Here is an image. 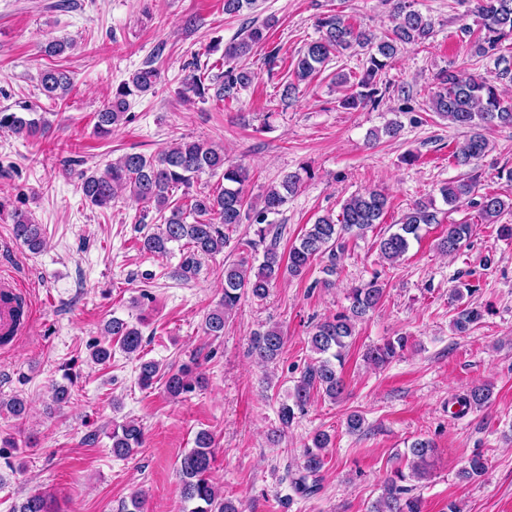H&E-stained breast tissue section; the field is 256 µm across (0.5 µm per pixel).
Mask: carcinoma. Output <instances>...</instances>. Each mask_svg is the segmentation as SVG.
Segmentation results:
<instances>
[{
    "label": "carcinoma",
    "instance_id": "carcinoma-1",
    "mask_svg": "<svg viewBox=\"0 0 512 512\" xmlns=\"http://www.w3.org/2000/svg\"><path fill=\"white\" fill-rule=\"evenodd\" d=\"M397 23L390 34L376 41L374 37L358 30L349 20L338 14L324 16L317 21L319 37L307 43L294 62V80L283 85L281 100L286 101L296 93L298 85L311 81L333 53L367 47L366 67L358 81L360 90L343 99V105L359 104L377 106L382 95L379 85L389 62L396 56L401 44L422 42L430 34L431 23L421 12L411 8L404 0H395ZM476 12L482 20L483 35L473 43L474 53L480 57L496 56L497 64L503 65L493 79L463 76L455 71H443L438 76V90L430 99V108L449 124L470 130V135L452 152L454 163L468 167L482 157L488 141L481 129L490 126H512V101L502 98L496 83L512 77V63L498 54L502 44L512 40V0H477ZM272 23L248 29L237 41L224 47V58L231 61L248 55L253 47L267 39V29ZM159 79V72L152 66L136 70L128 80L112 91L97 113L96 129L103 136L112 127L128 119L129 97L151 90ZM255 79L246 69H227L215 82L207 81L201 74L193 73L186 79L182 94L203 100L210 90L222 101L238 99L239 91L249 87ZM41 89L51 100H63L72 90V79L65 70L49 69L40 77ZM49 127L43 112H15L0 109V129L15 134L35 136ZM223 172L224 184L216 192L199 191L188 196V203L174 201L173 194L180 188H188L201 174ZM248 179L247 170L224 158V148L207 141H181L156 156L128 153L110 162L102 170L81 173L80 190L91 206L109 208L112 202L127 192L136 200L156 209L160 224L156 230L144 233L138 239L140 250L156 256H165L176 244L186 252L180 265V275L194 274L198 270V258L216 255L224 251L226 231L243 223L254 213L259 242L265 244L262 261L258 267L249 266L242 259L224 268V293L218 305L205 319V333L218 337L224 334L225 317L237 307L245 295L265 298L281 278L300 277L312 261L327 257L330 265L326 273H336V259L346 248L350 238L361 237L380 223L388 206L387 196L377 190L356 194L341 207L338 218L330 215L318 217L305 229L289 252L288 257L278 251L279 231H271L264 224L265 217L277 213L294 195L301 183L299 172H291L262 195L259 205H250L244 194ZM477 194V182L473 179L452 181L440 189L444 204L454 207ZM480 214L488 224H498L501 215L512 211V197L484 194L477 202ZM439 210L435 202L416 203L390 230L376 241L380 256L395 263L403 258L412 241L421 238L423 227L439 223ZM13 234L32 252L44 249L46 241L41 225L35 223L26 211L12 214ZM474 232L471 224H450L440 238L437 248L448 254L457 253ZM385 293V284L375 275L349 289L348 305L343 311L327 317L313 326L308 336L310 351L315 354L302 371L289 395V400L279 408L281 429L288 428L296 414L304 413L313 395L321 393L331 400L341 397L345 383L340 368L344 365L350 340L355 335L356 323L374 311ZM483 313L476 307L467 306L453 320L456 331L465 333L478 324ZM104 341L91 346L94 361L104 363L112 357V344L116 343L127 354L140 352L142 333L138 327L118 317L108 321L104 328ZM285 336L276 325L258 331L252 338V351L265 363L274 362L282 353ZM409 337L396 336L368 349V363L382 367L399 357L408 348ZM164 380L165 389L173 397L190 393L202 386L203 379L194 368L184 364L174 370H166L158 363L147 360L139 364L138 382L149 388L157 380ZM489 385H475L458 397L459 413L484 407L491 399ZM144 434L139 425L127 421L112 428V454L125 457L143 443ZM330 437L325 432L316 433L302 451V461L297 470L290 473L294 494L307 498L320 489L321 472L325 466L326 450ZM212 437L201 431L194 439V448L180 460L181 495L193 504L191 512H239L232 502L220 497L211 480L215 460ZM434 453L432 442L416 438L407 445L403 457L408 461V472L396 468L382 486L381 495L367 507V512H422V499L414 494L410 482L426 478ZM488 469L484 455L476 452L467 458L459 471L465 480L482 477ZM13 512H51L48 498L43 494L25 497Z\"/></svg>",
    "mask_w": 512,
    "mask_h": 512
}]
</instances>
